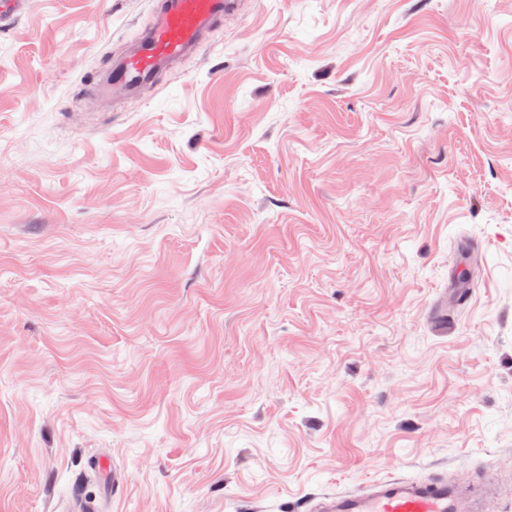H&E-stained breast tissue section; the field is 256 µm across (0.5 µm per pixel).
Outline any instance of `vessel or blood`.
<instances>
[{"label":"vessel or blood","mask_w":512,"mask_h":512,"mask_svg":"<svg viewBox=\"0 0 512 512\" xmlns=\"http://www.w3.org/2000/svg\"><path fill=\"white\" fill-rule=\"evenodd\" d=\"M240 4L241 0H160L152 26L132 51L114 57L105 75L89 84V96L100 103L111 96L149 91L161 66L196 52L215 22L236 15ZM463 505L462 492L444 478L425 483L384 479L360 493L325 497L315 512H460Z\"/></svg>","instance_id":"1"}]
</instances>
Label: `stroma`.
Returning <instances> with one entry per match:
<instances>
[{
    "label": "stroma",
    "instance_id": "35a3bbf8",
    "mask_svg": "<svg viewBox=\"0 0 512 512\" xmlns=\"http://www.w3.org/2000/svg\"><path fill=\"white\" fill-rule=\"evenodd\" d=\"M155 12L0 28V512H512V0H246L87 99ZM464 495L448 479L430 482L384 479L360 493L322 499L316 512H459Z\"/></svg>",
    "mask_w": 512,
    "mask_h": 512
}]
</instances>
